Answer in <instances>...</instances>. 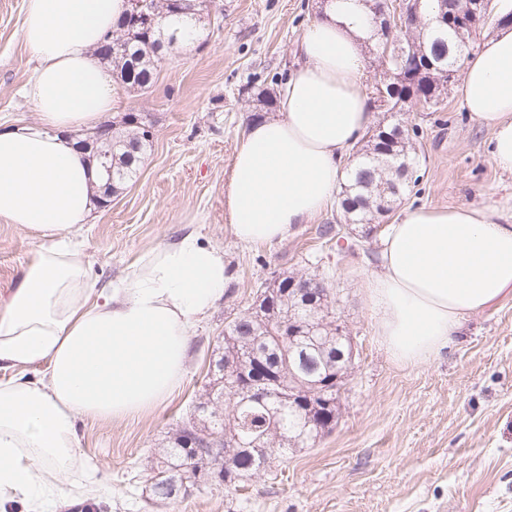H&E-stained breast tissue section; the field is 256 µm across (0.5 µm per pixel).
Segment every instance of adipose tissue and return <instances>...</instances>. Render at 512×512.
Returning a JSON list of instances; mask_svg holds the SVG:
<instances>
[{
    "mask_svg": "<svg viewBox=\"0 0 512 512\" xmlns=\"http://www.w3.org/2000/svg\"><path fill=\"white\" fill-rule=\"evenodd\" d=\"M124 8L25 3L36 117L0 126V219L38 247L0 305V504L41 501L51 475L68 478L60 499L95 496L78 464V418L129 417L164 401L229 278L223 250L191 232L141 256L120 286L92 275L79 236L101 179L73 132L113 109L116 86L96 47ZM375 30L360 0H332L299 43L276 114L246 124L224 188L240 244L286 240L335 197L373 117L363 51ZM458 93L492 130V164L512 174V29L465 58ZM380 234L379 268L362 292L397 362L435 357L467 315L512 290V214L410 206Z\"/></svg>",
    "mask_w": 512,
    "mask_h": 512,
    "instance_id": "adipose-tissue-1",
    "label": "adipose tissue"
}]
</instances>
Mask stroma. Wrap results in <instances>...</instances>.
Wrapping results in <instances>:
<instances>
[{
  "label": "stroma",
  "instance_id": "1",
  "mask_svg": "<svg viewBox=\"0 0 512 512\" xmlns=\"http://www.w3.org/2000/svg\"><path fill=\"white\" fill-rule=\"evenodd\" d=\"M317 0H212L196 43L169 51L146 89L118 86L112 120L146 115L156 136L136 177L84 225L85 251L100 284L119 283L137 260L189 232L223 249L232 270L224 297L198 324L172 396L132 418H83L79 453L100 482L98 512H512V293L468 317L448 349L404 365L380 343L361 282L375 268L378 237L356 250L320 237L337 202L287 240L247 247L224 220V179L254 92L284 79L316 19ZM23 0H0V118L32 120L23 89L32 53L21 34ZM424 131L418 186L393 204L501 206L512 174L490 162V128L449 89L434 108L401 112ZM37 240L0 220V300L14 287ZM282 272L327 280L336 313L356 345L355 370L332 431L277 457L243 491L209 483L177 501L150 499L151 460L191 420L208 389L224 326L247 311L262 282Z\"/></svg>",
  "mask_w": 512,
  "mask_h": 512
}]
</instances>
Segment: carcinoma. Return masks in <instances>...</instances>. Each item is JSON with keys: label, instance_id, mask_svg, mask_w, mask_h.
I'll return each mask as SVG.
<instances>
[{"label": "carcinoma", "instance_id": "1", "mask_svg": "<svg viewBox=\"0 0 512 512\" xmlns=\"http://www.w3.org/2000/svg\"><path fill=\"white\" fill-rule=\"evenodd\" d=\"M169 2L150 0L151 7L164 16L152 31L137 28L131 36L121 27L113 38L123 46L110 57L112 76L121 84L140 89L150 86L163 51L179 45L180 20L195 19L206 8V0H178L177 6ZM485 26L487 22L482 21L463 30L452 45L448 33L428 30L423 23L396 33L406 56L413 59L426 52L434 58L436 68L431 71H402L383 59V50H377L385 86L401 109L412 112L438 104L448 93V79L461 78L463 59L473 49L474 36ZM150 126L148 118L130 113L119 126L103 124L92 132L76 134L79 139L94 138L97 161H103L100 153L109 154L112 192H118L137 174L152 147L145 137V128ZM422 138L416 125L406 128L380 122L354 146L355 164L339 193V206L344 217L365 226V235L380 226V217L390 210L391 198L401 188L420 181L417 145ZM277 281V292L271 294L261 313L237 316L225 325L222 352L213 365L207 398L194 407L192 428L223 438L224 482L247 474L258 461L256 450L266 448L279 455L290 448H303L336 425L347 364L341 354L348 352L347 335L336 325L332 302L324 301L319 311L299 307L289 302L285 293L289 277L279 276ZM251 357L274 368L282 391L292 397L290 405L282 407L272 398L263 406L247 402L235 412L229 410L231 389L244 393L252 388V379L243 378L238 371L240 361ZM185 437V429L177 430L171 446L158 451L151 486L198 484L196 478L185 481L187 473L199 466L195 449L182 442Z\"/></svg>", "mask_w": 512, "mask_h": 512}]
</instances>
